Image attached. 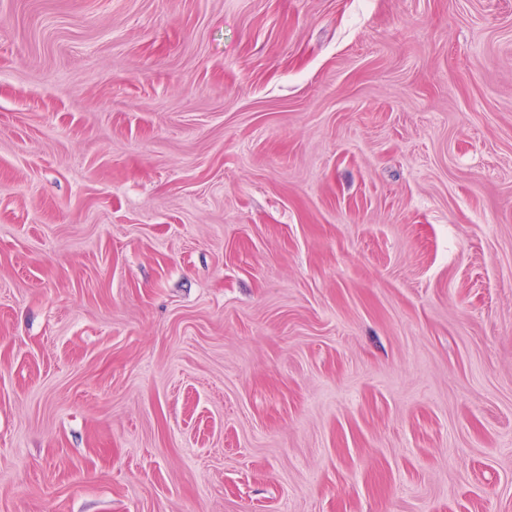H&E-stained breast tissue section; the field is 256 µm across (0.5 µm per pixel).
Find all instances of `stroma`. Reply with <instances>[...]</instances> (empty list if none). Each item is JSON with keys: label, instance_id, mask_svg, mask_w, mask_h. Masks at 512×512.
Segmentation results:
<instances>
[{"label": "stroma", "instance_id": "35a3bbf8", "mask_svg": "<svg viewBox=\"0 0 512 512\" xmlns=\"http://www.w3.org/2000/svg\"><path fill=\"white\" fill-rule=\"evenodd\" d=\"M0 512H512V0H0Z\"/></svg>", "mask_w": 512, "mask_h": 512}]
</instances>
